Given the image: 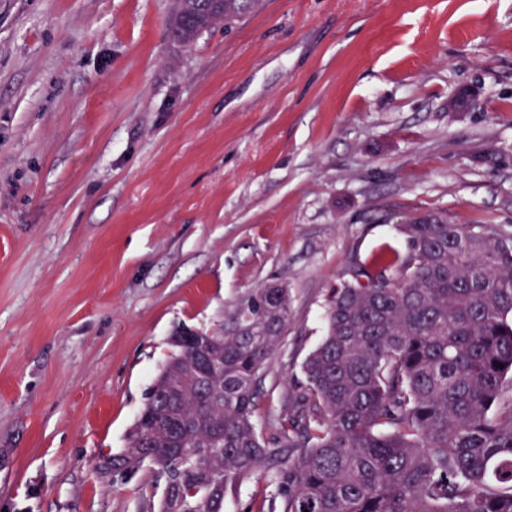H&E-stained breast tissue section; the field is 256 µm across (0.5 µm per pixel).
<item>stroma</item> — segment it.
<instances>
[{
  "label": "stroma",
  "instance_id": "35a3bbf8",
  "mask_svg": "<svg viewBox=\"0 0 512 512\" xmlns=\"http://www.w3.org/2000/svg\"><path fill=\"white\" fill-rule=\"evenodd\" d=\"M174 7L0 0V512H153L106 464L176 329L287 286L269 438L405 217L512 225V0H261L188 46Z\"/></svg>",
  "mask_w": 512,
  "mask_h": 512
}]
</instances>
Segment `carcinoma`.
Here are the masks:
<instances>
[{
	"instance_id": "carcinoma-1",
	"label": "carcinoma",
	"mask_w": 512,
	"mask_h": 512,
	"mask_svg": "<svg viewBox=\"0 0 512 512\" xmlns=\"http://www.w3.org/2000/svg\"><path fill=\"white\" fill-rule=\"evenodd\" d=\"M259 0H178L189 44ZM406 252L374 254L327 299L326 334L266 441L252 421L290 317L256 289L234 328L176 332L112 474L162 481L157 512H224L267 469L248 512H512V231L406 218Z\"/></svg>"
}]
</instances>
